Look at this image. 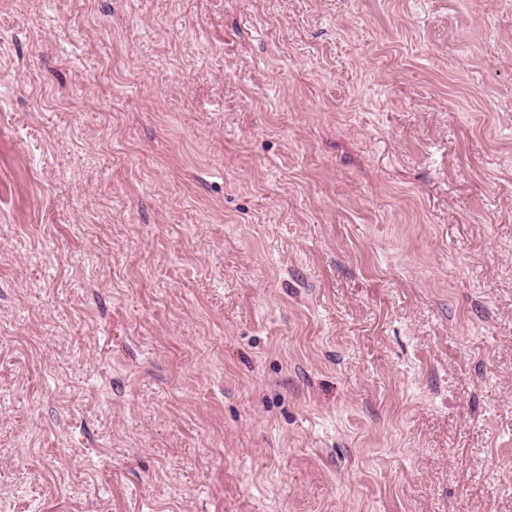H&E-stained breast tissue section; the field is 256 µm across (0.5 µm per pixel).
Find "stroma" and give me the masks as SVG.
Instances as JSON below:
<instances>
[{
    "label": "stroma",
    "instance_id": "35a3bbf8",
    "mask_svg": "<svg viewBox=\"0 0 512 512\" xmlns=\"http://www.w3.org/2000/svg\"><path fill=\"white\" fill-rule=\"evenodd\" d=\"M0 512H512V0H0Z\"/></svg>",
    "mask_w": 512,
    "mask_h": 512
}]
</instances>
